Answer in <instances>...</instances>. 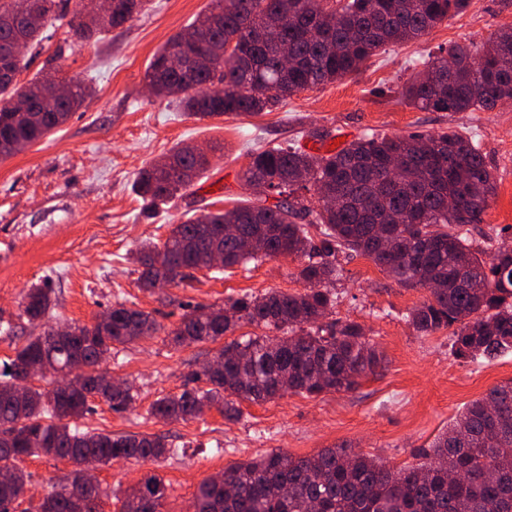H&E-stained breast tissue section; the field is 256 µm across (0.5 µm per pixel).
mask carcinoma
<instances>
[{"instance_id":"1","label":"carcinoma","mask_w":512,"mask_h":512,"mask_svg":"<svg viewBox=\"0 0 512 512\" xmlns=\"http://www.w3.org/2000/svg\"><path fill=\"white\" fill-rule=\"evenodd\" d=\"M147 0H112V13L88 6L69 13L56 0L0 3V159L64 124L89 96L80 81L65 99L50 94L52 73L19 85L27 65L14 54L23 40H43V20L60 10L80 42L123 25ZM468 0H213V24H190L154 54L145 78L160 97H180L184 109L201 118L258 115L305 90L360 73L388 45L420 41ZM186 45L185 70L165 67L171 48ZM230 51L226 61L219 52ZM433 76H411L397 93L419 110L489 112L512 97V26L499 29L478 48L454 43L429 63ZM23 96L25 113L10 107ZM169 164L142 170L136 189L148 209L175 198L209 164L205 154L176 148ZM242 180L265 187L275 202L259 197L248 205L208 212L175 225L162 246L143 244L137 252L139 287L190 277L206 267L214 251L224 268L278 256L301 262L303 293L271 290L229 299L222 308L195 306L169 332L177 345L215 341L247 323L280 332L224 346L223 368L189 376L174 396L157 399L150 416L165 422L198 417L210 404L227 420L241 415L239 400L266 401L287 393L318 396L347 391L374 375L383 357L353 321L320 320L332 313L336 296L321 284L340 275L337 254L370 259L404 288L425 298L408 315L414 330L428 336L453 329L455 357L476 361L512 351V242L502 241L485 258L472 248L464 227L483 223L496 185L477 142L455 132L434 135L366 134L328 155H313L295 143L277 144L251 156ZM316 194L335 197V206L315 209L299 195L306 183ZM239 224L255 243L243 248L224 236V225ZM314 227L317 235H310ZM52 289L34 286L22 297L29 321L51 308ZM233 311L224 314V308ZM63 340L51 331L30 337L0 372V512H14L30 475L17 459L50 456L74 465L38 505V512H101L100 485L85 483L83 464L96 457L159 461L170 455L156 434H103L68 423L89 410L98 396L115 412L135 400L133 385L102 384L105 354L155 330L141 310L118 303L112 322L74 325ZM72 375L64 388L26 386L29 366ZM288 377V388L278 378ZM204 380L208 388L194 386ZM427 461L393 469L346 445L295 458L272 451L224 469V484L206 480L194 496V512H512V383L496 385L473 401L437 436ZM167 484L157 474L143 478L124 497L120 512H162Z\"/></svg>"}]
</instances>
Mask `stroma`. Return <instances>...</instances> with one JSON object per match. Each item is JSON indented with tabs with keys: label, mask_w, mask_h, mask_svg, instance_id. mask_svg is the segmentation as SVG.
<instances>
[{
	"label": "stroma",
	"mask_w": 512,
	"mask_h": 512,
	"mask_svg": "<svg viewBox=\"0 0 512 512\" xmlns=\"http://www.w3.org/2000/svg\"><path fill=\"white\" fill-rule=\"evenodd\" d=\"M210 7L211 0H150L144 13L90 44L75 42L68 27L47 20L19 83L50 64L58 80L83 81L92 96L51 134L0 160V361L13 357L28 337L67 323L91 324L118 302L150 313L159 326L118 347L103 365L133 384L131 407L117 413L97 397L77 424L112 434L162 435L176 452L161 463L99 465L103 512H120L126 492L153 473L168 485L163 512H193L202 481L274 449L304 457L344 444L393 467L416 463L468 404L512 381V352L491 361L456 359L451 330L420 336L408 322L423 290L402 288L364 257L341 254V275L331 285L332 316L365 327L384 357L376 375L349 392L243 401L236 421L215 409L174 423L149 417L155 400L179 394L188 375L225 343L265 333L245 324L213 342L171 345L167 334L185 313L197 305L219 308L245 294L306 288L297 277L298 261L288 256L203 268L152 291L138 286L135 253L143 241L164 242L173 225L251 197L241 175L255 148L296 140L325 155L337 137L457 131L479 143L496 182L483 223L470 228L474 247L488 251L512 240V102L490 112H431L408 106L396 92L399 81L423 71L439 47L480 45L500 26L512 25V0H470L463 13L418 43L387 46L360 74L298 93L273 111L199 118L176 99L152 96L144 76L154 53ZM313 129L328 132V139L313 141ZM178 146L210 148V164L182 197L146 210L135 192L137 175ZM36 284L53 289L55 305L32 324L21 300ZM17 465L31 475L21 512H37L42 496L72 469L69 461L48 456L25 457Z\"/></svg>",
	"instance_id": "obj_1"
}]
</instances>
